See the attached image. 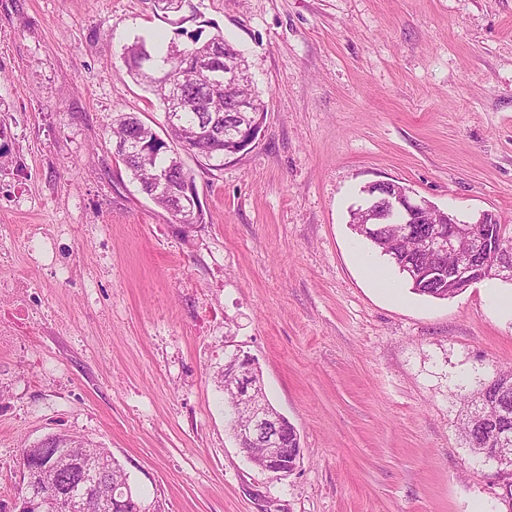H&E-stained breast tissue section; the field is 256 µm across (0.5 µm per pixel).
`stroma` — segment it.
Here are the masks:
<instances>
[{"mask_svg": "<svg viewBox=\"0 0 512 512\" xmlns=\"http://www.w3.org/2000/svg\"><path fill=\"white\" fill-rule=\"evenodd\" d=\"M219 31L268 112L221 169L185 157L188 228L132 181L112 118L164 130L125 46ZM0 121V225L64 230L37 259L0 241V284L29 271L46 302L0 351V512L23 449L56 433L109 448L157 512H512L461 435L512 367V317L481 282L390 298L360 259L397 270L349 227L374 181L512 226V0H0ZM239 349L300 434L287 478L228 429Z\"/></svg>", "mask_w": 512, "mask_h": 512, "instance_id": "stroma-1", "label": "stroma"}]
</instances>
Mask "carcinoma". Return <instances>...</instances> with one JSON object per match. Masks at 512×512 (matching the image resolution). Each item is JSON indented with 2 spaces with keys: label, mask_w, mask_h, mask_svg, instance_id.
<instances>
[{
  "label": "carcinoma",
  "mask_w": 512,
  "mask_h": 512,
  "mask_svg": "<svg viewBox=\"0 0 512 512\" xmlns=\"http://www.w3.org/2000/svg\"><path fill=\"white\" fill-rule=\"evenodd\" d=\"M174 45L176 42L171 41L167 44L157 42L149 46L145 40L139 39L125 47L124 52L129 74L136 82L158 97L164 112L179 111L181 122L186 127L196 128L208 125L220 126L224 129L237 127L243 124L247 114L235 110L234 100L238 95L246 93L251 97L253 111L267 113L264 100L251 83L242 88L226 89L224 85L214 84L205 75L200 74L184 82L183 96L177 101L172 98L168 85L162 82L149 84L143 81L141 72L149 64L169 70L177 77L182 76L185 60L170 57ZM182 49L185 56L192 58L202 54L211 55L219 50L222 52V58L218 61V65L222 68L232 65L237 58L235 46L226 40L221 32L205 41L195 36L191 38L190 43L182 45ZM168 137L170 138L168 142L156 137V132L138 117L119 115L112 120V138L116 154L139 187H145L156 174L162 171L167 172L166 189L152 198V201L176 217L180 193L186 183L195 182V178L191 170L185 167V163L176 165L174 160L181 156V153L189 151L194 152V156L202 160L204 156L217 149L224 150L226 143L195 141L193 149L190 150L182 145L183 133L180 131L172 130L168 132ZM129 140H138L147 145L151 154L150 162L147 163L135 155L121 153L122 146ZM425 229L426 225L422 224L420 229L412 234L399 237L392 225L382 224L380 231L369 239V243L390 260L395 256L407 257L423 266H433L437 264L436 258L421 252L418 247L419 235ZM502 233L512 236V229L505 224H485L479 237L472 239L469 243H463V246L473 250L474 259L480 265L486 259L490 248L496 247ZM410 287L420 295L442 300L452 298L461 292L459 288L448 287L446 277L424 279L419 283L410 284ZM499 430L512 432V370L499 371L480 385L474 401L471 402L470 411L466 412L462 435L468 447L474 452L481 448L496 447ZM65 439L68 447L82 455L95 453L105 458L101 463L104 473L97 486V496L86 501L84 512H112L114 487L125 483L127 473L118 461L113 459L108 449L68 434L65 435ZM54 453L55 448L51 442H43L32 448H26L22 452L21 460L23 461L30 457L41 460L43 470L34 482V489L44 493L70 487L75 477V473L68 466L53 459Z\"/></svg>",
  "instance_id": "obj_1"
}]
</instances>
